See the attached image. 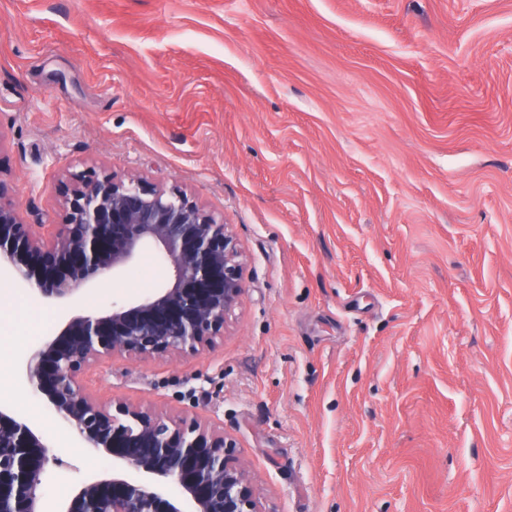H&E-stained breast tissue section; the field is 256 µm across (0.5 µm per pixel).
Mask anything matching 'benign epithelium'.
<instances>
[{"label":"benign epithelium","instance_id":"1","mask_svg":"<svg viewBox=\"0 0 512 512\" xmlns=\"http://www.w3.org/2000/svg\"><path fill=\"white\" fill-rule=\"evenodd\" d=\"M60 224H28L0 181V274L65 302L101 274L114 279L150 249L170 276L149 295L62 320L20 368L49 416L82 447L112 458L58 512H263L249 470L227 458L224 431L121 400L103 404L80 379L115 357L149 360L212 348L246 290V256L224 215L142 173H69ZM53 460L35 424L0 401V512H43ZM176 484L169 500L163 488Z\"/></svg>","mask_w":512,"mask_h":512}]
</instances>
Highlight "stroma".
<instances>
[{
    "label": "stroma",
    "instance_id": "stroma-1",
    "mask_svg": "<svg viewBox=\"0 0 512 512\" xmlns=\"http://www.w3.org/2000/svg\"><path fill=\"white\" fill-rule=\"evenodd\" d=\"M223 213L247 288L214 350L83 379L223 429L265 512H512V0H0V180L57 223L67 172ZM152 251L75 297L161 286ZM64 308L0 279V400L107 459L18 360Z\"/></svg>",
    "mask_w": 512,
    "mask_h": 512
}]
</instances>
